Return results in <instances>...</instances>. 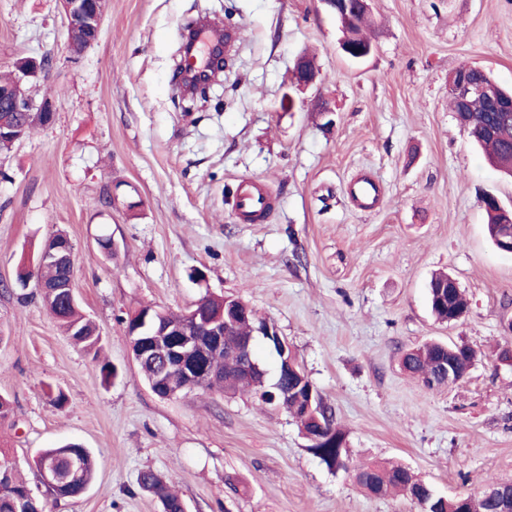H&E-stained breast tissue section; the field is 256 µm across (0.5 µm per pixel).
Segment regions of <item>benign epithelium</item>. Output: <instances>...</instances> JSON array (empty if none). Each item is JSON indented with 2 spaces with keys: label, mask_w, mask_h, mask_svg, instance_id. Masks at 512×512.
<instances>
[{
  "label": "benign epithelium",
  "mask_w": 512,
  "mask_h": 512,
  "mask_svg": "<svg viewBox=\"0 0 512 512\" xmlns=\"http://www.w3.org/2000/svg\"><path fill=\"white\" fill-rule=\"evenodd\" d=\"M66 22L67 45L70 52L80 56L93 47L99 38L101 25L106 13L108 0H60ZM336 16L340 23L342 37L340 48L352 59H363L373 49H365L354 41L349 29L353 22L351 3L353 0H321ZM53 65L52 56L45 54L39 58H19L14 63L10 84L0 89V108L11 112H22L28 119L41 126L53 123L55 112L53 102L45 97L39 101L28 94L27 85L33 78L47 74ZM319 74L317 67L308 63L306 57L297 59L290 73L289 81L299 88L313 85ZM450 88L455 90L460 100L461 112H467V97L474 91H482L490 99L494 98V90L486 86H476L469 82L467 71L454 73ZM28 135L24 126L0 121V140L6 139L13 143L22 141ZM45 263H55L72 267L75 265L74 246L65 233L60 237L48 240L33 266L19 270L16 282L23 288L35 283L42 291L46 285L37 277V270ZM247 314V305L231 298L224 301V309L214 314L196 303L190 312V318L199 327L207 342L212 346H224L230 323ZM131 351L135 361L153 358L162 364L159 375L148 381L150 389L161 398H172L179 392L211 377L203 362V348L200 341L184 326H175L165 322L149 320V314L142 315L140 320L128 334ZM262 342L277 359L275 374L286 375L288 370L295 369L294 356L285 339L280 336L276 325L270 321L253 328L251 336L243 343L242 370L245 376L254 379H265L269 369L250 351L251 345ZM41 483L48 488H59L62 479L55 465L44 462L39 469Z\"/></svg>",
  "instance_id": "1"
}]
</instances>
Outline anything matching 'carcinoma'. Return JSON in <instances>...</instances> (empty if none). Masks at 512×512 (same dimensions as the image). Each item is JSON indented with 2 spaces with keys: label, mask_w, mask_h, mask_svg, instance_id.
Listing matches in <instances>:
<instances>
[{
  "label": "carcinoma",
  "mask_w": 512,
  "mask_h": 512,
  "mask_svg": "<svg viewBox=\"0 0 512 512\" xmlns=\"http://www.w3.org/2000/svg\"><path fill=\"white\" fill-rule=\"evenodd\" d=\"M499 102L492 104L483 95H472L469 107V118L475 125L469 136L473 143L485 150L488 160L504 174L512 177V92L498 89ZM487 215V233L493 240L506 229L512 228V211L485 206ZM39 278L53 286L50 292L42 297V303L57 320L64 333L75 343L86 349H93L99 341L97 328L86 320L79 311L77 304H64L55 286L62 285L73 277V271L48 263L40 267ZM448 274H435L429 283V304L433 316L446 319L448 315L463 313L468 301L462 290L457 289L448 303L441 302L447 294ZM250 333V324L239 323L233 328V337L220 349L212 348L207 352L206 362L209 369L216 373L214 381L205 385L211 389L218 387L226 394L239 391H251L265 404L282 408L298 419L300 430L309 442L308 449L320 459L331 471H343L351 475L356 485L373 497H385L400 494L413 501L421 512H500L503 499L512 496V482L491 485L498 494L495 499L482 494L469 497L465 503L456 497H443L424 481L418 479L408 468L383 461H373L354 466L350 463L345 448V434L336 423L333 409L328 406L319 391H314L321 408L319 416L326 424L327 431L323 434L317 425L304 412V403L294 399L273 398V388L257 384L243 378L239 373L238 358L235 352V341ZM476 358L475 351L466 344H446L426 342L403 352L400 365L403 371L426 382V387L435 389L445 386L446 374L444 367L451 366L463 374ZM280 387L300 388L301 395L313 387L312 382L302 369L288 372V378L279 380ZM76 454L81 459L80 478L70 484L67 490L56 492L62 497H78L83 487L89 485L94 472V461L87 448L68 443L56 448L43 450L35 460V465L51 461L60 466L67 457ZM0 467L9 470V475L0 481V512H45L46 503L25 497L29 490L25 480L15 474L13 467L6 461H0ZM139 487L158 498L164 512H181V498L172 492L166 482L155 472L146 470L138 476Z\"/></svg>",
  "instance_id": "obj_1"
}]
</instances>
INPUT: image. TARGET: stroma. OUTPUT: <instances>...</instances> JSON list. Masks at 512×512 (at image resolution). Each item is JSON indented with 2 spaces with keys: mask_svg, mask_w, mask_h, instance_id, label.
<instances>
[{
  "mask_svg": "<svg viewBox=\"0 0 512 512\" xmlns=\"http://www.w3.org/2000/svg\"><path fill=\"white\" fill-rule=\"evenodd\" d=\"M375 48H339L323 0H109L97 43L71 57L59 0H0V76L51 55L33 88L55 119L0 157V282L15 281L65 231L74 289L101 336L75 345L34 288L0 291V457L50 512H162L137 485L160 475L188 512H419L365 495L308 449L290 414L246 394H154L120 320L150 306L186 312L205 295L242 298L273 322L335 413L353 462L389 460L437 493L512 481V254L486 233L484 194L512 208V178L484 158L450 109L460 66L512 88V0H369ZM241 28L207 100L182 103L171 79L180 29L198 16ZM314 55L317 85L289 83ZM372 178L369 208L349 193ZM272 196L241 221L242 180ZM112 241L111 254L98 247ZM468 300L435 320L436 272ZM465 343L459 384L430 390L403 351ZM118 376L103 381L102 364ZM64 405H56L57 394ZM75 442L95 458L76 499L48 495L34 460Z\"/></svg>",
  "mask_w": 512,
  "mask_h": 512,
  "instance_id": "obj_1",
  "label": "stroma"
}]
</instances>
